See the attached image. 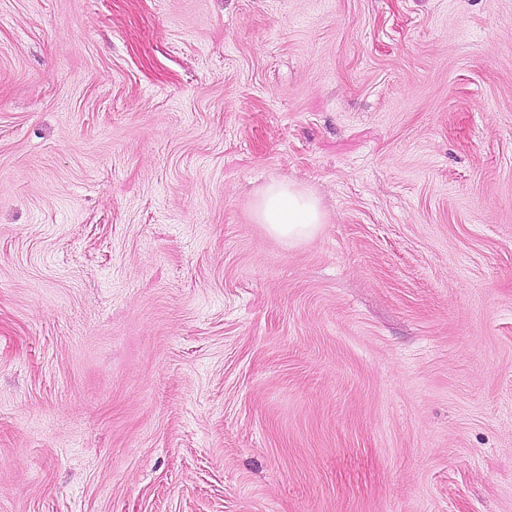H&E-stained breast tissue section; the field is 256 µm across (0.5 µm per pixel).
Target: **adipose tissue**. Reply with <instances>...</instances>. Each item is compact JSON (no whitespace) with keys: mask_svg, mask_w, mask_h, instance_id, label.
<instances>
[{"mask_svg":"<svg viewBox=\"0 0 512 512\" xmlns=\"http://www.w3.org/2000/svg\"><path fill=\"white\" fill-rule=\"evenodd\" d=\"M255 215L268 232L288 243L312 238L323 222L317 200L291 183H270L259 197Z\"/></svg>","mask_w":512,"mask_h":512,"instance_id":"obj_1","label":"adipose tissue"}]
</instances>
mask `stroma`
I'll list each match as a JSON object with an SVG mask.
<instances>
[{
  "instance_id": "35a3bbf8",
  "label": "stroma",
  "mask_w": 512,
  "mask_h": 512,
  "mask_svg": "<svg viewBox=\"0 0 512 512\" xmlns=\"http://www.w3.org/2000/svg\"><path fill=\"white\" fill-rule=\"evenodd\" d=\"M0 512H512V0H0ZM255 215L271 235L290 245L312 238L324 223L317 200L284 181L272 182L263 190Z\"/></svg>"
}]
</instances>
